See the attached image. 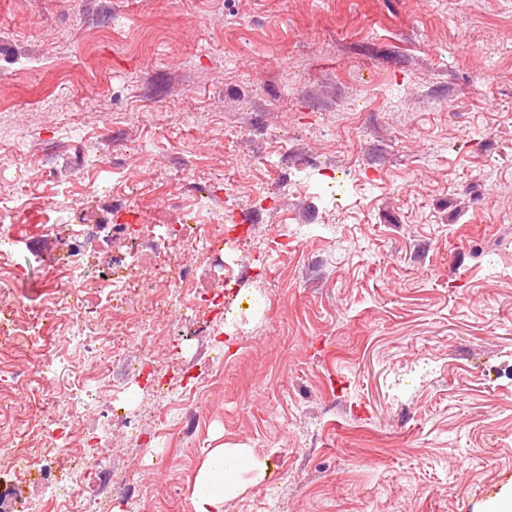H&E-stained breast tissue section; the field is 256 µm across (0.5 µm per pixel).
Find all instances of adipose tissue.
<instances>
[{
	"label": "adipose tissue",
	"instance_id": "adipose-tissue-1",
	"mask_svg": "<svg viewBox=\"0 0 512 512\" xmlns=\"http://www.w3.org/2000/svg\"><path fill=\"white\" fill-rule=\"evenodd\" d=\"M251 449H212L205 457L192 486L195 512H223L224 502L237 488V477L244 470L262 471Z\"/></svg>",
	"mask_w": 512,
	"mask_h": 512
}]
</instances>
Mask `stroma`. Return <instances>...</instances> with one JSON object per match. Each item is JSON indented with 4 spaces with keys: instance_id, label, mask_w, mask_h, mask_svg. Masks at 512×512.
Masks as SVG:
<instances>
[{
    "instance_id": "35a3bbf8",
    "label": "stroma",
    "mask_w": 512,
    "mask_h": 512,
    "mask_svg": "<svg viewBox=\"0 0 512 512\" xmlns=\"http://www.w3.org/2000/svg\"><path fill=\"white\" fill-rule=\"evenodd\" d=\"M0 154L21 326L73 258L93 306L167 225L251 219L162 253L197 316L126 292L150 347L73 429L107 512H194L220 445L267 460L224 512L512 498V0H0ZM0 353L9 448L33 355Z\"/></svg>"
}]
</instances>
